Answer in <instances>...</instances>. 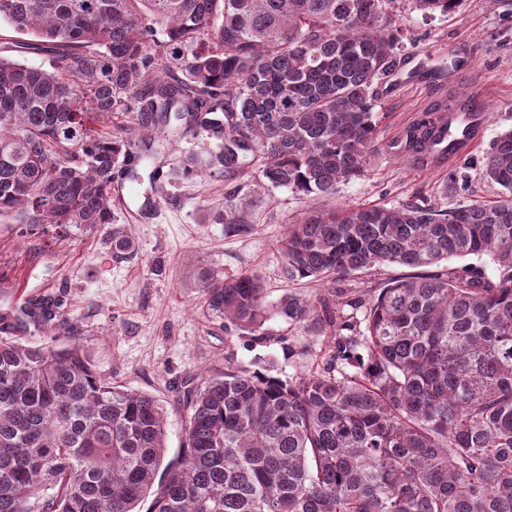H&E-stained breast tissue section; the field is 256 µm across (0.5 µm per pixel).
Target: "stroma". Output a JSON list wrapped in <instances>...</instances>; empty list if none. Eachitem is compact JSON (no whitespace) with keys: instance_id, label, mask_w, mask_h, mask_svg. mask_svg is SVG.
<instances>
[{"instance_id":"35a3bbf8","label":"stroma","mask_w":512,"mask_h":512,"mask_svg":"<svg viewBox=\"0 0 512 512\" xmlns=\"http://www.w3.org/2000/svg\"><path fill=\"white\" fill-rule=\"evenodd\" d=\"M393 21L402 35L400 66L379 85L378 141L366 173L340 185L334 200L285 188L265 191L253 178L228 179L217 171L202 181L170 179L185 156L205 157L213 149L199 134L158 155L163 176L147 191L157 207L141 221L129 222L126 205L113 201L117 224L137 242L131 257L113 256L105 226L46 245L20 236L9 218H0V303L13 306L24 295L67 286L78 341L99 370L125 389L162 401L167 459L184 451L180 400L187 383L223 371L229 357L288 376L305 366L300 352L316 341L276 316L267 323L269 340L261 343L225 329L201 308L204 271L259 274L272 303L287 292L313 299L335 282L284 278L278 244L288 225L333 204L390 207L415 197L451 208L497 198L500 188L484 179L482 158L512 127V0H464L457 12L432 17L406 10ZM461 103L486 116L474 149L448 160L408 147L407 130L426 113ZM239 203L247 207L250 230L226 233L215 217Z\"/></svg>"}]
</instances>
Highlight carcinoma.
Returning a JSON list of instances; mask_svg holds the SVG:
<instances>
[{"mask_svg":"<svg viewBox=\"0 0 512 512\" xmlns=\"http://www.w3.org/2000/svg\"><path fill=\"white\" fill-rule=\"evenodd\" d=\"M463 0H0V19L52 69L0 55V216L65 238L113 223L112 187L140 148L202 131L216 167L256 186L331 197L362 176L378 139L379 82L397 68L390 13ZM135 105L141 140L99 118ZM436 122L410 144L426 149ZM494 201L441 209H332L288 225L290 281L397 265L381 288L267 301L257 274L203 277L202 306L261 340L276 315L323 338L282 378L229 359L184 393L186 451L166 455L165 410L95 367L67 289L0 308V512H512V129L483 157ZM242 206L224 230L245 233ZM112 254L136 244L120 227ZM478 266L439 270L451 258ZM50 336L35 345L29 336ZM164 481L153 488L158 469Z\"/></svg>","mask_w":512,"mask_h":512,"instance_id":"cac0c4a2","label":"carcinoma"}]
</instances>
